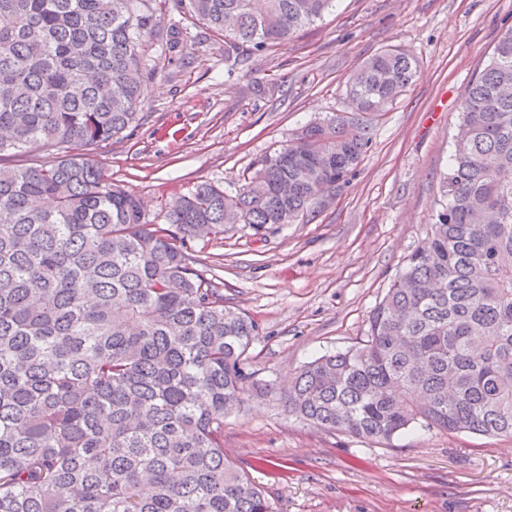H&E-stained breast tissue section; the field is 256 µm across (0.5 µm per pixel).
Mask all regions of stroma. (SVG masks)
<instances>
[{
	"label": "stroma",
	"mask_w": 512,
	"mask_h": 512,
	"mask_svg": "<svg viewBox=\"0 0 512 512\" xmlns=\"http://www.w3.org/2000/svg\"><path fill=\"white\" fill-rule=\"evenodd\" d=\"M179 31L142 119L90 154L140 197L145 219L200 184L232 191L310 119L345 109L346 82L398 48L418 76L372 131L350 182L304 224L235 228L194 242L196 267L258 326L247 369L269 386L224 421V453L276 512H512V439L413 431L391 445L328 432L288 413L294 374L358 344L411 250L425 239L465 88L512 26V0H336L313 25L228 72L224 41L176 10Z\"/></svg>",
	"instance_id": "obj_1"
}]
</instances>
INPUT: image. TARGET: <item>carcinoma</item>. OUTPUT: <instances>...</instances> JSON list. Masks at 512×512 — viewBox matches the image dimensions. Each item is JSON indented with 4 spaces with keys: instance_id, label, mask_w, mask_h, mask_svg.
I'll return each mask as SVG.
<instances>
[{
    "instance_id": "cac0c4a2",
    "label": "carcinoma",
    "mask_w": 512,
    "mask_h": 512,
    "mask_svg": "<svg viewBox=\"0 0 512 512\" xmlns=\"http://www.w3.org/2000/svg\"><path fill=\"white\" fill-rule=\"evenodd\" d=\"M335 0H0V512H275L224 455L258 328L195 268L194 240L260 234L325 206L371 147L372 120L417 74L367 58L348 110L311 121L235 191L139 198L76 149L140 121L159 7L224 38L236 67ZM52 147L50 164L11 158ZM512 27L461 103L427 237L366 338L307 363L282 393L327 431L390 444L416 430L512 437Z\"/></svg>"
}]
</instances>
